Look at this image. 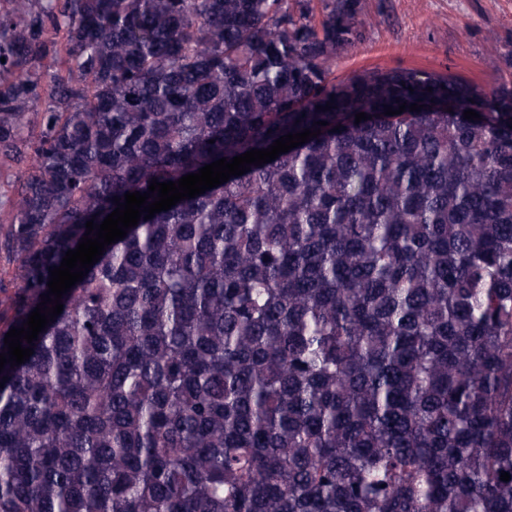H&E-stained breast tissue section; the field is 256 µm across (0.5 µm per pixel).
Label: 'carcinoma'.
<instances>
[{"mask_svg": "<svg viewBox=\"0 0 512 512\" xmlns=\"http://www.w3.org/2000/svg\"><path fill=\"white\" fill-rule=\"evenodd\" d=\"M312 2L0 0V353L113 197L321 131L139 221L22 343L0 512H512V79L338 82L362 21Z\"/></svg>", "mask_w": 512, "mask_h": 512, "instance_id": "carcinoma-1", "label": "carcinoma"}]
</instances>
